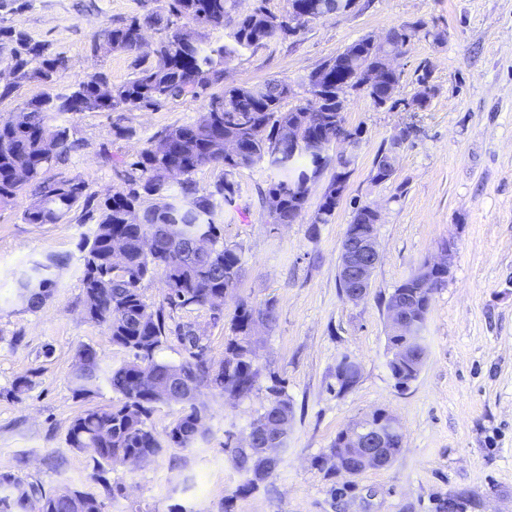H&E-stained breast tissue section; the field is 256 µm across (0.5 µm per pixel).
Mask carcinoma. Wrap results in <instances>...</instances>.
Instances as JSON below:
<instances>
[{
	"instance_id": "carcinoma-1",
	"label": "carcinoma",
	"mask_w": 512,
	"mask_h": 512,
	"mask_svg": "<svg viewBox=\"0 0 512 512\" xmlns=\"http://www.w3.org/2000/svg\"><path fill=\"white\" fill-rule=\"evenodd\" d=\"M229 0H168V13L187 18L212 29L224 27ZM329 0H289L286 15H276L263 7L240 20L232 34L234 45L213 48L202 35L167 22L150 55L137 53L140 27L160 25L161 18L146 15L133 17L118 27L105 29L93 45L96 53L123 51L136 55L138 71L133 79L113 83L103 72L64 91L46 94L28 103L14 119L0 124V203L17 197L25 186L33 187L34 200L25 208L23 219L29 224H49L62 219L77 201L81 189L76 184L55 182L44 173L73 149L67 129L49 128L53 114L64 112H123L158 108L179 98H198L212 85L224 79V65L237 48L257 47L275 37H287L300 31L289 27L293 16L315 13L317 3ZM424 28L422 24L403 26L390 32L387 46L378 50L402 55L406 39ZM371 38L365 35L342 52L326 60L307 76L305 86L321 87V98L283 110L288 98V83L270 80L251 87H229L220 95L212 94L205 112L192 123L174 126L159 139L163 152L155 145L144 148L129 163L133 171L145 177L140 188L117 190L100 205L97 230L81 245L84 311L89 319L106 327L112 342L128 350L132 358L117 367H104L97 352L87 346L79 350L78 363L71 375L74 393L86 396L108 384L119 395L116 403L91 409L73 421L68 443L77 450L97 449L95 461L99 471L119 465L128 455L151 460L165 448H190L203 439L206 430L199 427L204 404L202 390L220 381V390L233 398L247 396L258 373L250 347L253 325L258 320H276L274 306L255 310L245 304L237 306L231 320L234 333L218 363L208 357L206 346L192 335V326L168 324L170 312L191 306H205L214 296L236 287L241 275V259L236 249L220 243L216 223L217 198L230 204L234 184L227 179L239 168L262 162L279 172L278 180L269 185L267 194L278 198L276 212L270 214L275 224H291L304 211L308 201L306 187L310 175L322 171L326 163V145L341 132L346 123L341 110L345 90L363 80L364 74L383 66L372 51ZM0 43L10 45L5 59L15 79L56 83L65 68L63 57L47 54L45 45L32 41L24 32L0 25ZM401 72L391 68L382 84L365 92L374 105L391 101L388 90L399 86ZM312 120L304 122L308 110ZM295 121L296 136L304 145H293L281 136V129ZM227 139L240 146L237 157L220 153ZM393 142H384L373 161V179L385 181L395 170ZM224 166V182L209 194H201L191 175L201 166ZM182 181L177 193H169L171 170ZM350 176L347 164L338 163L336 175L327 186L311 218L312 230L327 224L335 214L339 194ZM157 196L158 204L140 205L141 194ZM377 223L376 209L361 205L354 211L349 231L357 232ZM123 242L124 274H112V242ZM161 276L166 289L163 303L156 309L143 300L141 284ZM448 270L417 269L394 289L390 299L398 296L409 301L408 321L425 327L430 309L428 289L444 282ZM54 285L49 266L36 263L19 281L20 296L31 310L41 307ZM173 335L183 346L184 358L177 364L161 361L156 352ZM359 377V365L343 357L336 366V383L344 392ZM275 401L257 415L250 427L270 422L286 426L294 418V408L283 388L271 387ZM174 401L182 406L176 422L164 436L146 424L155 405ZM346 426L337 435L318 465L330 473L351 470L353 459L336 454L343 438L350 434ZM237 468L250 476L246 487L255 488V477L270 475L269 460L255 448L244 444L234 449ZM73 497L47 493L39 486L26 484L10 474L0 473V512H103L104 504L95 496L72 490Z\"/></svg>"
}]
</instances>
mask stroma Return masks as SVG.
I'll return each instance as SVG.
<instances>
[{
    "label": "stroma",
    "instance_id": "obj_1",
    "mask_svg": "<svg viewBox=\"0 0 512 512\" xmlns=\"http://www.w3.org/2000/svg\"><path fill=\"white\" fill-rule=\"evenodd\" d=\"M265 7L289 10L288 0H231L223 28L199 27L204 42H230L236 22ZM166 0H0V24L25 32L64 57L58 88L106 73L123 83L136 73L132 54L94 55L98 34L134 16L165 14ZM424 22L397 59L396 107L352 95L346 111L361 138L346 189L330 223L310 221L336 173L328 163L294 223L274 225L261 199L275 172L260 164L235 171L233 204L216 220L225 245L236 248L243 274L222 309L174 311L193 325L214 361L224 357L238 304H274L277 318L252 336L258 375L251 393L234 399L204 389V439L166 448L150 461L99 472L92 450L70 448L73 420L90 407L115 403L108 385L77 397L70 383L77 352L95 349L119 366L129 352L84 313L79 245L97 229L98 207L126 188L129 161L168 128L195 121L210 94L276 79L303 103L304 80L319 65L365 35ZM432 95L411 108L417 77ZM0 122L40 98L44 84L13 83L0 71ZM210 94L172 100L151 110L69 112L67 128L80 147L48 178L81 188L75 206L54 224H29L30 191L0 204V473L56 492L94 495L104 512H512V0H356L350 11L309 23L294 36L241 50ZM411 134L392 176L373 178L380 145L402 129ZM378 209L381 259L368 296L346 300L338 281L340 247L357 206ZM452 243L448 276L436 288L424 332L427 357L408 388L391 376L386 302L424 262ZM60 259L55 286L35 311L18 297V280L33 263ZM360 365L357 382L336 389L342 358ZM28 388L15 393L19 379ZM280 383L294 406L288 442L275 471L253 489L224 444L243 439L250 422ZM384 409L398 419L403 448L387 467L356 476L330 475L316 464L348 423Z\"/></svg>",
    "mask_w": 512,
    "mask_h": 512
}]
</instances>
